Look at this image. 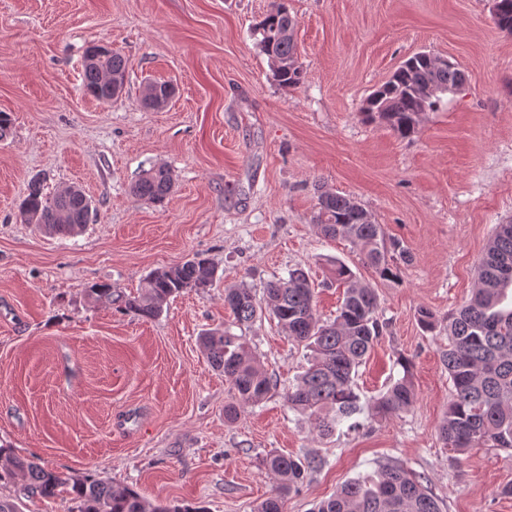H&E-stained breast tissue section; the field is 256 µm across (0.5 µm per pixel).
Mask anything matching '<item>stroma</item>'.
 <instances>
[{"label": "stroma", "mask_w": 512, "mask_h": 512, "mask_svg": "<svg viewBox=\"0 0 512 512\" xmlns=\"http://www.w3.org/2000/svg\"><path fill=\"white\" fill-rule=\"evenodd\" d=\"M278 2L0 0V112L12 116L0 140V443L205 512H254L276 486L259 464L271 452L324 460L285 512H312L393 463L423 475L442 512H512V450L461 455L435 431L453 391L444 321L471 299L496 225L512 221V36L490 0H288L302 69L288 89L250 35ZM100 43L128 60L126 89L108 104L82 89L85 52ZM421 51L455 60L464 86L412 137L364 123L363 99ZM151 80L176 87L165 109L140 104ZM159 165L174 178L161 209L130 192ZM36 176L48 195L83 185L96 209L83 234L21 222ZM320 186L361 203L411 255L400 281L375 282L385 328L356 391L375 399L401 358L417 391L407 413L327 440L285 403L307 355L276 322L244 330L275 386L233 421L230 384L199 341L233 322L227 284L259 295L304 268L329 322L342 298L329 260L371 278L348 242L314 226ZM196 253L219 279L170 298L157 319L85 295L94 283L137 293L151 271ZM423 308L434 331L418 323Z\"/></svg>", "instance_id": "35a3bbf8"}]
</instances>
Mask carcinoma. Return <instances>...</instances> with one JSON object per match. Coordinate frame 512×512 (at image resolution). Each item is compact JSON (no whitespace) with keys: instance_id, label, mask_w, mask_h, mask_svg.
I'll return each mask as SVG.
<instances>
[{"instance_id":"cac0c4a2","label":"carcinoma","mask_w":512,"mask_h":512,"mask_svg":"<svg viewBox=\"0 0 512 512\" xmlns=\"http://www.w3.org/2000/svg\"><path fill=\"white\" fill-rule=\"evenodd\" d=\"M297 20L284 0L253 28L261 52L277 62L272 78L283 87L301 83L296 36ZM120 81L112 87L106 80ZM127 60L109 50L95 64H83V89L96 101L116 91L122 96ZM465 75L458 63L436 65L430 55L416 53L405 60L390 79L373 91L360 108L362 120L378 123L400 138L413 136L422 117L434 110L441 95L459 89ZM430 86L435 93L425 97L420 90ZM174 95L170 82L148 84L142 104L165 108ZM173 175L165 166L153 167L132 185L140 200L161 206L172 192ZM92 201L73 187L55 194L43 192L32 180L19 204V215L27 224H37L53 235L78 234L92 218ZM313 223L325 238H344L360 253L362 263L375 278L399 279L400 265L410 261L403 243L386 235L371 213L354 200L328 191L317 196ZM512 264V224H500L490 238L478 266V287L467 305L448 314V349L444 366L454 393L437 433L443 443L459 452L473 448L512 449V307L505 306L512 277L503 274L504 263ZM331 282L344 288L336 318L322 322L316 310L315 287L302 268L268 283L258 301L243 282L224 286V307L235 321L248 324L262 316L277 320L288 338L311 352L309 366L288 388V408L306 417L321 439L336 434L340 426L356 431L364 426L358 416L399 417L416 402V390L406 360L398 364L403 375L390 382L370 408L361 404L354 376L383 334L377 315V293L372 283L356 275L344 262L330 261ZM214 262L196 254L182 264L152 271L136 296L126 295L105 283L86 290L96 303L116 306L126 314L146 320L157 318L166 301L183 291H205L216 281ZM211 365L224 373L234 397L245 406L261 401L272 389L273 380L246 338L229 329H213L200 336ZM276 476L273 494L257 505L255 512H282L284 497L297 491L320 466L314 456L291 457L270 453L262 460ZM22 478L20 492L27 498L54 499L63 494L78 504V512H205L189 503L153 504L133 486L106 481L93 474L74 477L44 468L0 446V483ZM312 512H441L437 500L422 483V477L402 465L385 468L378 480L350 481L330 498L316 504Z\"/></svg>"}]
</instances>
